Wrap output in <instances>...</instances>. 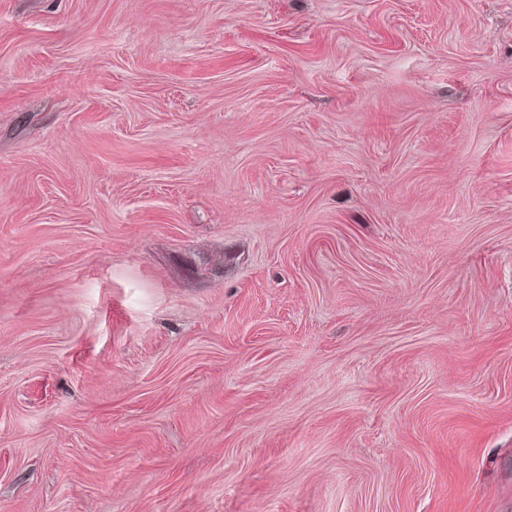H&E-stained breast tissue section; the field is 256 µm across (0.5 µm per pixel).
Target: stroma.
<instances>
[{
  "label": "stroma",
  "instance_id": "1",
  "mask_svg": "<svg viewBox=\"0 0 512 512\" xmlns=\"http://www.w3.org/2000/svg\"><path fill=\"white\" fill-rule=\"evenodd\" d=\"M0 512H512V0H0Z\"/></svg>",
  "mask_w": 512,
  "mask_h": 512
}]
</instances>
